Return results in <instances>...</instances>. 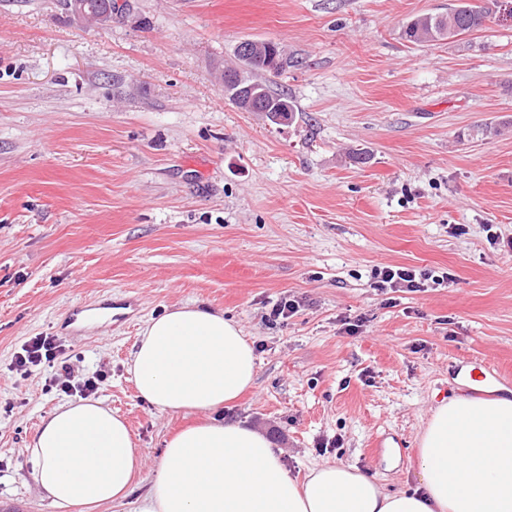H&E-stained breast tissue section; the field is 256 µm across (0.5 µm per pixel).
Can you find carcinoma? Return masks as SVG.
Here are the masks:
<instances>
[{
  "label": "carcinoma",
  "mask_w": 512,
  "mask_h": 512,
  "mask_svg": "<svg viewBox=\"0 0 512 512\" xmlns=\"http://www.w3.org/2000/svg\"><path fill=\"white\" fill-rule=\"evenodd\" d=\"M500 0H481L473 4L468 0L448 8V13L439 15H418L411 18L403 29L404 38L412 43H426L442 39H453L461 35L482 29L486 22L496 14ZM288 67L278 44L269 42V47L256 56L247 69L228 68L226 72L237 77L240 92L254 93L260 98L265 107L276 112L285 110L286 120L295 118V105L288 100V95L272 92L268 86L257 78L262 72L282 73Z\"/></svg>",
  "instance_id": "carcinoma-1"
}]
</instances>
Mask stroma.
I'll return each instance as SVG.
<instances>
[{"mask_svg": "<svg viewBox=\"0 0 512 512\" xmlns=\"http://www.w3.org/2000/svg\"><path fill=\"white\" fill-rule=\"evenodd\" d=\"M453 2L126 0L87 28L63 0H0V512H56L26 446L70 397L54 369L16 370L24 343L59 337L76 374L105 373L139 497L197 415L150 407L127 363L149 318L194 301L258 359L223 418L265 432L291 475L339 462L416 486L433 409L469 393L461 370L512 372V132L473 133L512 120V0L454 42L402 37ZM247 38L292 59L266 78L292 123L225 98ZM388 265L451 279L382 291ZM284 297L298 311L267 320Z\"/></svg>", "mask_w": 512, "mask_h": 512, "instance_id": "stroma-1", "label": "stroma"}]
</instances>
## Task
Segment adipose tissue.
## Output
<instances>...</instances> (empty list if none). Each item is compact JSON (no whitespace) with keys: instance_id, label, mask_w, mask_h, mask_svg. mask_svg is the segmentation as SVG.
<instances>
[{"instance_id":"1","label":"adipose tissue","mask_w":512,"mask_h":512,"mask_svg":"<svg viewBox=\"0 0 512 512\" xmlns=\"http://www.w3.org/2000/svg\"><path fill=\"white\" fill-rule=\"evenodd\" d=\"M256 370L240 326L204 305L146 322L128 364L139 397L203 419L165 440L135 512H512V397L436 407L419 441L417 487L388 492L342 463L295 478L266 434L211 419L253 387ZM26 450L34 487L57 512L125 499L142 469L125 421L94 398L56 408Z\"/></svg>"}]
</instances>
